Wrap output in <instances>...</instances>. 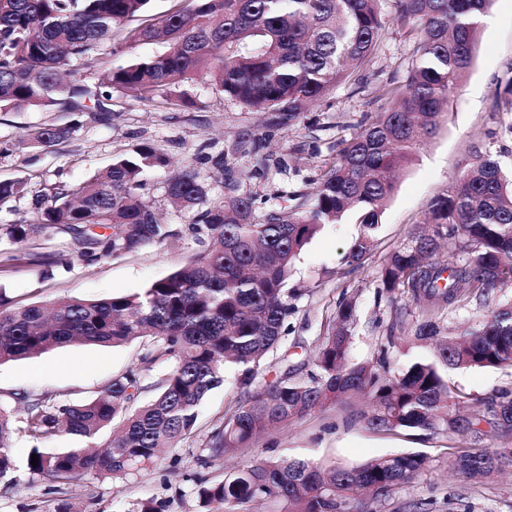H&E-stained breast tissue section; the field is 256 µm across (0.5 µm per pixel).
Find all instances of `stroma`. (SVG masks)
Masks as SVG:
<instances>
[{"instance_id":"obj_1","label":"stroma","mask_w":512,"mask_h":512,"mask_svg":"<svg viewBox=\"0 0 512 512\" xmlns=\"http://www.w3.org/2000/svg\"><path fill=\"white\" fill-rule=\"evenodd\" d=\"M416 36L388 25L382 30L368 65L336 84L324 101L309 107L299 121L274 127L269 114L255 112L216 91L209 82L187 84L193 108L171 111L128 96L114 100L112 118L87 121L72 139L54 147L27 141L30 130L66 124L70 115L62 106H30L0 112V181L21 180L22 196L0 206V225L16 224L30 215L34 195L55 182L78 184L108 166L113 157L145 143L160 146L172 170L197 168L209 198L224 194V181L211 156L220 154L235 172L244 191L286 206L294 194L317 187L334 161L342 142L355 137L363 120L386 104L383 90L399 85L411 63ZM512 80V0H493L477 31L473 57L458 91L451 97L434 137L423 143L398 171L395 190L380 219L374 250L361 266L351 267L343 257L359 232L357 214L342 223L325 225L297 257L290 288L295 295L288 317L289 332L264 363L266 377L288 366L310 362L337 304L356 301L358 325L352 344L355 360L376 358L382 334L397 312L414 313L404 296L381 300L375 275L387 255L422 222L432 202L457 183L474 161L475 149L490 151L504 170H512V107L497 106ZM261 138V148L241 142L243 132ZM285 159V170L259 168L255 153ZM166 172L152 176L153 200L171 228L182 232L180 248L148 245L119 257L70 268L45 278L37 264H10L0 260V290L13 300L51 304L60 298L99 299L142 292L169 275L200 251L187 232V216L176 212L164 182ZM140 344L103 347L70 344L49 353L0 365V399L23 394L52 393L58 400L76 402L95 397L116 374L137 363ZM512 384V370L452 369L448 384L467 398L485 399L504 384ZM240 394L233 382L213 390L201 407V429L161 458L141 476L115 482L89 473L68 486L65 498L78 512H135L141 501L153 499L164 512H196L199 479L210 477L200 467L208 432L222 421ZM359 401L325 407L311 416L270 431L251 448L225 458V468L250 465L268 455H285L325 463L358 465L377 457L419 452L429 467L414 482L380 505V512H512V474L466 479L449 467V450L464 446L462 437L426 432H373L360 416ZM32 443L21 432L10 441L16 468L8 483H0V512H48L56 494L52 485L30 473L27 458Z\"/></svg>"}]
</instances>
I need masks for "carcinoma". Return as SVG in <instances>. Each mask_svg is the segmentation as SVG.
<instances>
[{
	"label": "carcinoma",
	"mask_w": 512,
	"mask_h": 512,
	"mask_svg": "<svg viewBox=\"0 0 512 512\" xmlns=\"http://www.w3.org/2000/svg\"><path fill=\"white\" fill-rule=\"evenodd\" d=\"M153 0H0V112L64 105V125L29 133L43 147L59 145L84 126L83 116L106 122L112 100L164 101L191 108L179 86L208 78L225 97L278 126L294 124L305 106L329 94L348 71L372 55L386 21L379 0H180L152 14ZM492 0H397L392 24L421 32L405 81L387 89L389 107L366 118L340 149L315 193L257 215V196L241 190L225 170L224 197L209 199L199 172L186 167L165 192L190 218L203 249L192 260L135 295L100 300L61 298L46 306L19 304L0 293V364L71 343L122 345L143 340L139 362L116 375L101 394L61 403L50 394L22 396V425L0 404V478L14 469L8 443L24 432L38 466L28 469L56 488L94 472L113 480L136 477L178 443L195 435L200 408L234 368L241 398L211 429L199 463L216 471L197 489L198 512H249L263 501L270 512H370L356 498L365 490L380 505L426 469L423 454L383 456L359 465L269 455L224 471V458L252 447L262 432L301 420L354 395L369 400L361 415L376 431L465 435L471 446L452 453L467 478L512 467V448L485 444L512 438V389L469 400L448 386L450 368L512 367V298L489 318L455 333L445 318L482 303L512 282V177L490 154L477 155L460 182L437 198L424 221L385 259L375 276L377 295L410 297L411 327L393 323L374 362H356L351 344L356 303L341 301L312 367L300 376L285 369L257 382L259 367L288 334L294 261L326 224L359 214V235L344 259L359 263L374 248L379 217L391 198L393 173L431 137L470 65L480 19ZM114 37L111 55L160 42L158 55H134L120 64L97 52ZM104 69L90 85L75 76ZM168 157L151 144L77 185L54 184L32 201L30 217L0 227L13 243L68 238L71 253L88 264L150 243L176 247L180 234L163 223L150 197L147 174L166 169ZM99 228H110L106 235ZM406 339L431 346L398 370L389 349ZM167 367L155 373L158 364ZM152 388L155 397L135 403ZM115 427L109 449L43 448L61 433L95 439Z\"/></svg>",
	"instance_id": "1"
}]
</instances>
